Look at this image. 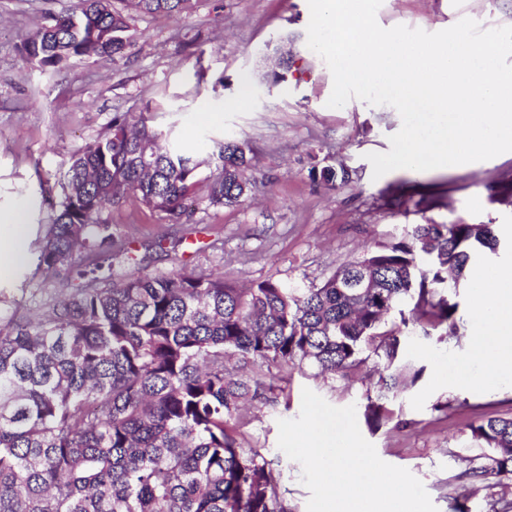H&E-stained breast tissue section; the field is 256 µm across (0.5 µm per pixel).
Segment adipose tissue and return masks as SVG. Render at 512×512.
I'll list each match as a JSON object with an SVG mask.
<instances>
[{
    "label": "adipose tissue",
    "instance_id": "adipose-tissue-1",
    "mask_svg": "<svg viewBox=\"0 0 512 512\" xmlns=\"http://www.w3.org/2000/svg\"><path fill=\"white\" fill-rule=\"evenodd\" d=\"M472 314L480 328L469 338L470 352L484 366L476 376L461 369L454 379L456 386L493 385L502 374L512 375V266L479 271L475 277Z\"/></svg>",
    "mask_w": 512,
    "mask_h": 512
}]
</instances>
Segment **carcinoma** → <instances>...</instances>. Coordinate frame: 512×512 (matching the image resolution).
I'll return each instance as SVG.
<instances>
[{
	"instance_id": "carcinoma-1",
	"label": "carcinoma",
	"mask_w": 512,
	"mask_h": 512,
	"mask_svg": "<svg viewBox=\"0 0 512 512\" xmlns=\"http://www.w3.org/2000/svg\"><path fill=\"white\" fill-rule=\"evenodd\" d=\"M77 0L72 12L26 37L20 51L60 68L92 57L122 58L133 15H179L191 0ZM221 168L169 141L144 113H117L109 133L76 151L37 268H75L74 288L21 313L25 300L0 298V512H291L270 463L237 446L230 423L262 395L259 381L234 374L236 357L257 368L314 367L346 378L369 358L381 363L363 416L378 428L421 374L401 364L403 328L413 322L459 336L457 292L467 266L495 254L490 224H413L396 242L340 266L319 285L249 286L187 271L156 275L121 251L130 275L86 269L84 253L112 246L105 213L134 198L172 223L186 202L238 205L249 191L244 145L227 140ZM326 186L345 169L313 168ZM377 287L354 288L363 267ZM342 276L345 284H337ZM410 307L411 319L385 317ZM491 450L455 476L465 483L512 477V415L466 424Z\"/></svg>"
}]
</instances>
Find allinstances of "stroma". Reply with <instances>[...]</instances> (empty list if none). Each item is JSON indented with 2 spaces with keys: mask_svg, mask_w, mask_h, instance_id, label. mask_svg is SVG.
Masks as SVG:
<instances>
[{
  "mask_svg": "<svg viewBox=\"0 0 512 512\" xmlns=\"http://www.w3.org/2000/svg\"><path fill=\"white\" fill-rule=\"evenodd\" d=\"M74 4L0 0V216L20 207L26 218L25 259L0 277V290L26 288L48 300L67 288V272L38 270L37 252L61 198L60 174L77 148L108 131L116 112L149 113L191 154L211 156L227 138L249 148L251 191L242 205L202 204L178 224L132 198L109 211L115 245H132L152 273L186 269L239 285L273 280L303 287L391 243L411 224H491L503 240L512 239V205L501 201L512 187V152L454 172L399 169L374 178L367 156L389 151L401 117L393 107L355 98L328 107L333 78L307 46V0H193L180 16H137L133 45L119 60L54 70L20 54L22 40L49 13L70 12ZM464 17L484 29L512 25V0H383L377 13L382 27L428 32ZM286 41L299 69L268 85L266 58ZM326 165L347 169L348 181L313 182L310 169ZM491 264L511 266L512 252L467 268L456 296L459 340H441L436 330L413 340L410 358L422 375L396 401L398 423L359 426L383 461L421 480L438 512H451L455 497L469 512H487L491 501L512 495V479L474 487L454 481L479 453L467 422L512 412V378L468 390L452 382L478 328L470 310L474 275ZM375 368L368 360L345 379L318 377L308 366L273 369L262 377L266 396L234 423L239 446L260 450L296 512H307L310 493L301 465L278 447L279 420L299 416L306 388L336 407L363 404ZM451 398L457 410L439 412Z\"/></svg>",
  "mask_w": 512,
  "mask_h": 512,
  "instance_id": "35a3bbf8",
  "label": "stroma"
}]
</instances>
